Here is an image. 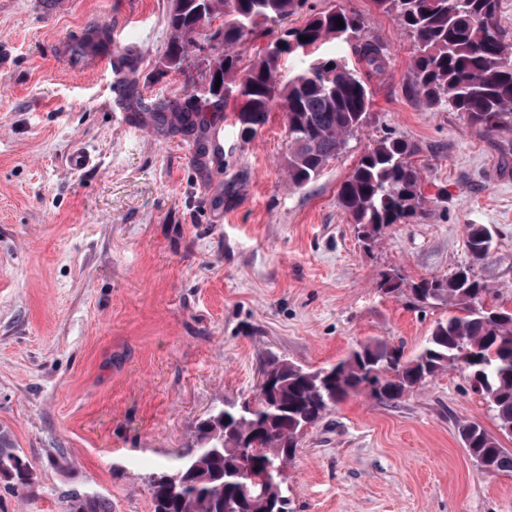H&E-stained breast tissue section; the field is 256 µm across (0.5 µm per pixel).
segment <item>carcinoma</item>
I'll use <instances>...</instances> for the list:
<instances>
[{"mask_svg": "<svg viewBox=\"0 0 512 512\" xmlns=\"http://www.w3.org/2000/svg\"><path fill=\"white\" fill-rule=\"evenodd\" d=\"M415 42L413 90L435 111L459 112L492 136L512 129V43L499 22V0H373ZM305 0H209L205 9L224 15L212 28L196 15L200 0H182L169 11L171 37L164 56L174 70L193 50L221 47L224 96L207 100L215 109L229 98L242 102L236 115L241 134L263 127L273 107L288 128L285 159L289 181L303 186L316 178L368 120L367 84L386 65L383 48L364 34L362 15L334 7L295 28L276 31L300 14ZM344 27H336L337 19ZM277 38L242 67L244 46L259 29ZM309 36L311 40H299ZM203 43H198V38ZM341 39L353 46L363 69L341 58L315 57L288 83H281L282 56ZM158 120L183 129L198 125L199 109L188 100L161 106ZM414 149L387 133L358 161L341 183L338 205L358 229L366 247L383 231L427 214L420 188L423 171L410 161ZM468 264L451 275L406 284L397 273L382 274L384 294L409 286L421 307L446 305L452 313L433 326L425 343L408 356L386 342L358 344L336 364L307 370L277 357L267 359L255 401L224 403L200 420L191 442L172 465L148 476L153 512H293L278 481L294 456L298 439L337 403L369 390L394 402L446 369L466 373L473 391L488 401L499 429H512V313L488 303L494 295L473 272L492 250V236L481 224L467 225ZM466 448L486 472L512 470V453L475 423L460 426ZM30 464L11 431L0 427V483L19 493L33 484ZM74 512H110L99 498L78 499Z\"/></svg>", "mask_w": 512, "mask_h": 512, "instance_id": "cac0c4a2", "label": "carcinoma"}]
</instances>
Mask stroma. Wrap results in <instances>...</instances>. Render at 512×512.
Listing matches in <instances>:
<instances>
[{"label":"stroma","instance_id":"35a3bbf8","mask_svg":"<svg viewBox=\"0 0 512 512\" xmlns=\"http://www.w3.org/2000/svg\"><path fill=\"white\" fill-rule=\"evenodd\" d=\"M51 2L0 0V426L35 475L22 495L0 488V512H70L83 495L153 512L149 473L212 408L254 398L267 356L319 369L367 341L414 353L447 306L377 284L393 270L410 282L453 273L467 225L490 229L475 273L512 308V130L489 138L428 109L412 91L413 38L373 0H308L361 14L387 65L368 83L369 123L302 187L283 166L279 109L245 141L236 103L204 108L223 144L201 165L188 136L128 112L112 69L62 63L64 42L103 29L134 52L139 98L199 93L200 52L179 70L161 64L170 0ZM388 132L415 146L430 214L367 249L337 191ZM77 149L93 162L75 172ZM464 423L512 451L461 371L392 403L348 396L284 472L294 512H512V470H481Z\"/></svg>","mask_w":512,"mask_h":512}]
</instances>
